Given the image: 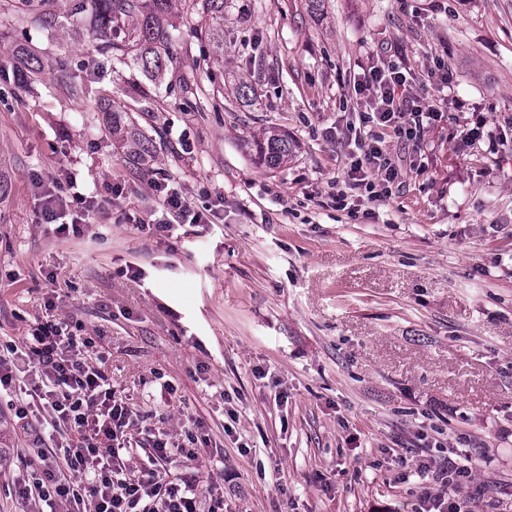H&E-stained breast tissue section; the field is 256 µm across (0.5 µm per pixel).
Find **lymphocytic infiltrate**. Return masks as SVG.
I'll list each match as a JSON object with an SVG mask.
<instances>
[{
	"mask_svg": "<svg viewBox=\"0 0 512 512\" xmlns=\"http://www.w3.org/2000/svg\"><path fill=\"white\" fill-rule=\"evenodd\" d=\"M410 82L399 65L390 63L367 67L357 83L369 97L368 111L350 130L355 154L349 188L359 201L383 204L400 186L382 130L417 142L442 118L441 112L421 106ZM33 183L42 194V223L55 225L64 238L79 232L83 209L94 205V197L77 192L72 178L51 189L43 177ZM152 186L162 205L161 216L152 221L157 236H171L187 220L206 222L205 213L192 210L165 178H154ZM90 343V337L67 332L62 323L46 322L21 343L0 350V391L19 398L15 416L35 420L34 440L40 446L38 470L30 479L13 482L12 493L48 512H224L219 484L201 482L196 444L204 437L203 422L185 430L182 445L147 436V463L135 466L126 441L141 416L113 388L108 372L83 357ZM413 467L422 503L429 512H442L447 498L470 477L473 457L463 451L439 461L418 459Z\"/></svg>",
	"mask_w": 512,
	"mask_h": 512,
	"instance_id": "obj_1",
	"label": "lymphocytic infiltrate"
}]
</instances>
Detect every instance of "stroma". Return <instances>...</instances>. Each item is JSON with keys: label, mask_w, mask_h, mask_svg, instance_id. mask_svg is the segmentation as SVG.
Listing matches in <instances>:
<instances>
[{"label": "stroma", "mask_w": 512, "mask_h": 512, "mask_svg": "<svg viewBox=\"0 0 512 512\" xmlns=\"http://www.w3.org/2000/svg\"><path fill=\"white\" fill-rule=\"evenodd\" d=\"M46 8L54 33L14 25L0 45V341L64 322L146 428L202 421L224 512H413L401 460L458 450L477 461L460 512H512V0H325L319 15L224 0L216 20L179 6L157 78L102 52L63 0ZM61 50L84 90L50 67L18 81L25 52ZM383 61L452 77L423 93L443 117L420 142L384 139L399 190L353 214L336 206L344 132L368 106L353 85ZM112 107L152 138L147 164L105 132ZM269 130L295 145L277 169L252 148ZM36 170L96 191L83 234L39 223ZM157 172L212 223L151 234ZM38 462L0 412V512H32L7 486Z\"/></svg>", "instance_id": "obj_1"}]
</instances>
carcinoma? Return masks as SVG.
Listing matches in <instances>:
<instances>
[{
	"mask_svg": "<svg viewBox=\"0 0 512 512\" xmlns=\"http://www.w3.org/2000/svg\"><path fill=\"white\" fill-rule=\"evenodd\" d=\"M72 15L89 21V31L103 40V48L122 60L135 52L136 64L145 71L161 70L173 60V34L168 14L173 0H68ZM23 23L47 28L52 25L51 13L29 10L18 15ZM127 111L114 109L106 121L107 132L123 144L125 157L140 160L153 147V140L132 131L126 124ZM259 159L275 169L292 156L293 144L276 131L265 133L255 144Z\"/></svg>",
	"mask_w": 512,
	"mask_h": 512,
	"instance_id": "obj_1",
	"label": "carcinoma"
}]
</instances>
